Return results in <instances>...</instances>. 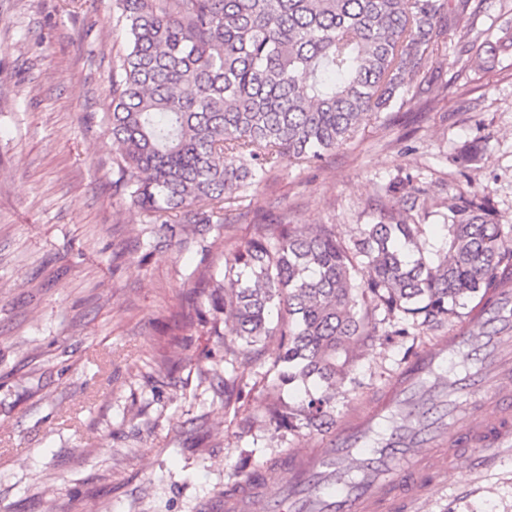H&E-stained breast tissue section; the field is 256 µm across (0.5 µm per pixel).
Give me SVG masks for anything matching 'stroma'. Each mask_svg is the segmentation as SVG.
<instances>
[{
  "label": "stroma",
  "mask_w": 512,
  "mask_h": 512,
  "mask_svg": "<svg viewBox=\"0 0 512 512\" xmlns=\"http://www.w3.org/2000/svg\"><path fill=\"white\" fill-rule=\"evenodd\" d=\"M423 65L414 103L367 121L318 163L281 159L241 192L226 226L151 224L115 192L108 113L127 47L115 0H0V512H212L241 466L261 468L320 434L261 419L279 349L234 357L221 302L198 274L253 225L332 224L347 239L409 179L431 212L477 187L512 224V55L462 67L464 28L512 23V0H472ZM467 142L482 148L467 168ZM460 323L360 350L333 400L336 424L380 399L407 348ZM242 394L228 399L226 378ZM450 467L421 512H512V454Z\"/></svg>",
  "instance_id": "stroma-1"
}]
</instances>
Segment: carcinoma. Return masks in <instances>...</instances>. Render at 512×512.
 Segmentation results:
<instances>
[{
    "label": "carcinoma",
    "mask_w": 512,
    "mask_h": 512,
    "mask_svg": "<svg viewBox=\"0 0 512 512\" xmlns=\"http://www.w3.org/2000/svg\"><path fill=\"white\" fill-rule=\"evenodd\" d=\"M128 48L109 112L115 184L155 224H222L237 193L280 159L321 160L374 112L412 101L422 63L445 49L446 27L470 0H115ZM512 53V27L478 45L473 62ZM462 61L463 65L472 62ZM391 205L357 225L256 224L224 259L221 294L250 355L276 336L264 421L329 430L332 392L379 320L391 335L442 324L512 282V225L478 189L449 198L431 245L420 194L388 187ZM300 382L306 397L282 401Z\"/></svg>",
    "instance_id": "carcinoma-1"
}]
</instances>
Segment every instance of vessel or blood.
Instances as JSON below:
<instances>
[{"label":"vessel or blood","mask_w":512,"mask_h":512,"mask_svg":"<svg viewBox=\"0 0 512 512\" xmlns=\"http://www.w3.org/2000/svg\"><path fill=\"white\" fill-rule=\"evenodd\" d=\"M512 289L473 308L448 336L413 354L387 395L337 427L322 448L290 450L224 496L229 512H416L446 462L512 448ZM500 413L484 419L486 400Z\"/></svg>","instance_id":"obj_1"}]
</instances>
